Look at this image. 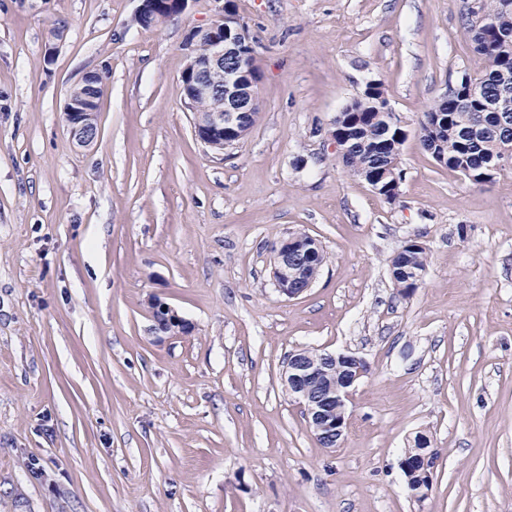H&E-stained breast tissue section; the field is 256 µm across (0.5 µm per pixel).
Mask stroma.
I'll use <instances>...</instances> for the list:
<instances>
[{
	"label": "stroma",
	"instance_id": "1",
	"mask_svg": "<svg viewBox=\"0 0 512 512\" xmlns=\"http://www.w3.org/2000/svg\"><path fill=\"white\" fill-rule=\"evenodd\" d=\"M235 4L259 118L215 151L179 81L214 0L150 30L138 0H0V512H512V170L472 184L418 135L483 66L464 0ZM102 68L82 147L65 97ZM372 81L407 133L393 201L330 136ZM295 231L325 263L290 299L272 247ZM410 240L428 266L403 298L389 264ZM154 297L191 332L157 340ZM301 348L368 366L336 448L282 389ZM421 432L420 501L399 462ZM71 91H68L64 104V111L70 115L67 126L72 139L81 146H88L94 142L98 136V116L95 115V123L89 124L85 120L84 114L87 112H77L78 109L71 107Z\"/></svg>",
	"mask_w": 512,
	"mask_h": 512
}]
</instances>
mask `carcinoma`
Masks as SVG:
<instances>
[{"label":"carcinoma","instance_id":"carcinoma-1","mask_svg":"<svg viewBox=\"0 0 512 512\" xmlns=\"http://www.w3.org/2000/svg\"><path fill=\"white\" fill-rule=\"evenodd\" d=\"M480 14L492 21L482 29L470 9L462 15L472 34V47L484 61L482 71H463L448 92L423 113L420 142L441 166L463 175L474 184L487 167L504 153H512V111L505 120L487 109L502 95L512 97V10L503 0H479ZM386 100L382 86L352 99L336 116L332 137L345 139L342 163L348 173L367 183L400 164L406 140L403 128L387 127L383 119ZM391 276L398 294L407 297L416 289L414 276L427 269L423 246L410 240L391 259Z\"/></svg>","mask_w":512,"mask_h":512}]
</instances>
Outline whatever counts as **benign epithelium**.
Wrapping results in <instances>:
<instances>
[{"label": "benign epithelium", "instance_id": "1", "mask_svg": "<svg viewBox=\"0 0 512 512\" xmlns=\"http://www.w3.org/2000/svg\"><path fill=\"white\" fill-rule=\"evenodd\" d=\"M135 14L147 19L155 28L169 19L170 8L183 13L189 0H138ZM217 3L214 20L206 27L192 29L184 44L191 69L181 72L180 83L184 103L192 108L195 98L212 94V85L199 79L202 74L218 71L223 74L224 100L210 112H193L194 132L209 147L222 150L235 145L234 136L245 119L257 122V52L250 39L248 26L242 17L229 10L226 0ZM209 41V53L195 55L196 44ZM64 111L70 115L67 126L72 139L88 146L98 136V123L89 124L84 113L71 107V95H66ZM319 244L299 233L281 240L274 251L273 277L278 292L291 299L306 292L299 287L308 260L315 255ZM152 321L151 331L157 335L190 333L191 324L180 317L167 303L153 299L148 303ZM366 362L343 352H322L317 356L288 355L281 382L288 395L299 400L305 409L313 433L327 448H334L342 439L348 425L347 405L352 393L367 375ZM433 451L418 458L406 456L400 468L412 495L424 499L432 483L428 466Z\"/></svg>", "mask_w": 512, "mask_h": 512}]
</instances>
